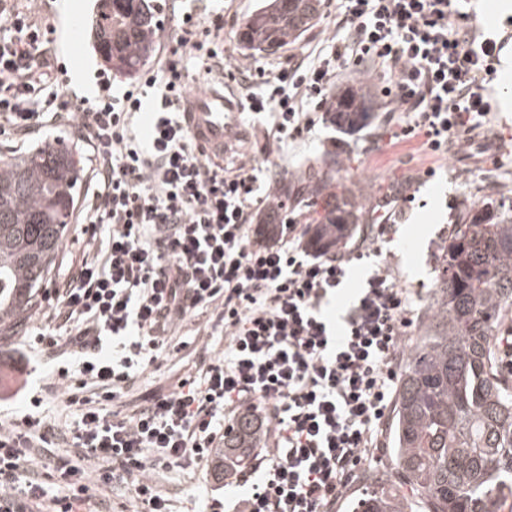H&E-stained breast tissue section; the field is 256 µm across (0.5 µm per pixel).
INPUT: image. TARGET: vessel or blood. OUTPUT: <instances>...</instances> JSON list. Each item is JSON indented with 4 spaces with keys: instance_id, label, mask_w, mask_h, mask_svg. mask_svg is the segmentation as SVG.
Wrapping results in <instances>:
<instances>
[{
    "instance_id": "vessel-or-blood-1",
    "label": "vessel or blood",
    "mask_w": 512,
    "mask_h": 512,
    "mask_svg": "<svg viewBox=\"0 0 512 512\" xmlns=\"http://www.w3.org/2000/svg\"><path fill=\"white\" fill-rule=\"evenodd\" d=\"M241 108L237 101L228 98L223 88L210 87L191 95L186 106L187 125L201 149H217L224 139L236 130Z\"/></svg>"
}]
</instances>
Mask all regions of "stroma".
<instances>
[{
  "label": "stroma",
  "instance_id": "stroma-1",
  "mask_svg": "<svg viewBox=\"0 0 512 512\" xmlns=\"http://www.w3.org/2000/svg\"><path fill=\"white\" fill-rule=\"evenodd\" d=\"M155 15L163 26H170L175 15L195 11L204 28H221L224 37L225 91L238 94L232 79L237 67L248 64L253 54L239 44V32L256 9L259 0H153ZM96 0H73L72 9L62 7V0H40L35 20L50 22L56 41L54 81L69 105H80L83 92L72 82V71H82L89 84H97L98 74L106 65L92 46L91 29ZM335 33L332 22L318 18L299 39L288 42L274 53L262 56L267 67L285 64L298 50H314L328 44ZM364 88L374 98V109L356 132L347 133L319 120L314 129L282 147L269 135L270 121L263 115L247 114L239 128L240 137L224 152L223 163L236 166L244 161L263 170L277 172L286 182L288 215L299 218L295 188L306 178L310 168L320 165L325 156H337L342 168L332 186L334 193L353 189L363 217H370L377 200L392 192L410 195L409 203L400 204L391 219V229L380 235L378 255L355 262L351 284H358L377 262L389 263L398 283L416 289L414 324L402 341L411 349L422 332L429 296L437 276L436 256L448 240L463 208L480 206L484 195L512 198V109L496 110L491 130L497 138L496 153L473 163L460 155L432 157L418 152L416 142L395 143V126L386 124L387 106L379 95L375 73L342 74L333 93ZM67 127L50 124L39 133L19 139L9 130L0 129V155L10 157L28 152L52 140L70 141ZM89 250L87 236L79 224H69L63 243L52 264L44 287H59L69 267ZM37 325L33 314L0 319V417H19L30 409L34 393H41L43 414L57 423L72 421L74 410L68 407L59 388L53 384L50 367L35 355L28 338ZM186 361L163 355L138 379L133 394L148 398L166 391L178 375L187 373ZM158 486L171 497L172 512H203L208 500L217 497L236 501L248 492L235 479L214 481L206 471L164 469L154 472Z\"/></svg>",
  "mask_w": 512,
  "mask_h": 512
}]
</instances>
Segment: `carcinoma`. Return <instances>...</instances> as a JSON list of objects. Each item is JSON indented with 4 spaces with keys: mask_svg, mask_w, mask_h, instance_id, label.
<instances>
[{
    "mask_svg": "<svg viewBox=\"0 0 512 512\" xmlns=\"http://www.w3.org/2000/svg\"><path fill=\"white\" fill-rule=\"evenodd\" d=\"M322 0H261L241 32L248 51L269 52L300 38ZM93 45L115 71L144 66L154 49L149 0H98ZM370 99L336 97L343 122L364 120ZM339 162L312 170L299 201L324 203L321 242H339L359 223L358 206L330 192ZM80 177L76 150L56 142L0 160V316L32 307L70 223ZM512 301V203L465 210L438 255V274L419 342L409 351L392 421L396 479L354 512H492L512 498V374L499 367L495 325ZM264 436L242 416L214 453L241 456Z\"/></svg>",
    "mask_w": 512,
    "mask_h": 512,
    "instance_id": "carcinoma-1",
    "label": "carcinoma"
}]
</instances>
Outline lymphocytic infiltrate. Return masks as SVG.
I'll return each instance as SVG.
<instances>
[{
  "mask_svg": "<svg viewBox=\"0 0 512 512\" xmlns=\"http://www.w3.org/2000/svg\"><path fill=\"white\" fill-rule=\"evenodd\" d=\"M458 2L327 0L344 37L275 69L240 67L247 94L239 104L270 115L279 142L292 141L329 113L338 76L370 63L391 111L413 117L397 139L437 157L457 147L486 153L495 141L485 91L503 44ZM5 27L0 127L23 139L45 120H63L87 149L92 191L76 221L92 254L68 270L29 339L49 358H76V370L61 366L56 376L77 419L69 428L52 423L35 397L31 412L0 422V512H79L116 482L143 512H171L152 471L207 467L246 412L272 443L229 462L230 476L251 486L233 512H336L362 466L381 454L416 291L383 264L331 319L325 306L344 289L350 262L371 255L373 236L323 246L311 225L261 193L255 167L204 162L179 110L190 94L186 75L172 63L160 65L161 104L139 138L130 117L153 80L117 97L101 77L94 105L70 119L51 86L49 27L16 12ZM197 27L182 13L167 39L203 60L206 73L223 74V41L199 40ZM199 308L210 309L207 334L223 349L117 417L113 401L160 355L182 351L171 334ZM61 442L72 455L56 454Z\"/></svg>",
  "mask_w": 512,
  "mask_h": 512,
  "instance_id": "lymphocytic-infiltrate-1",
  "label": "lymphocytic infiltrate"
}]
</instances>
